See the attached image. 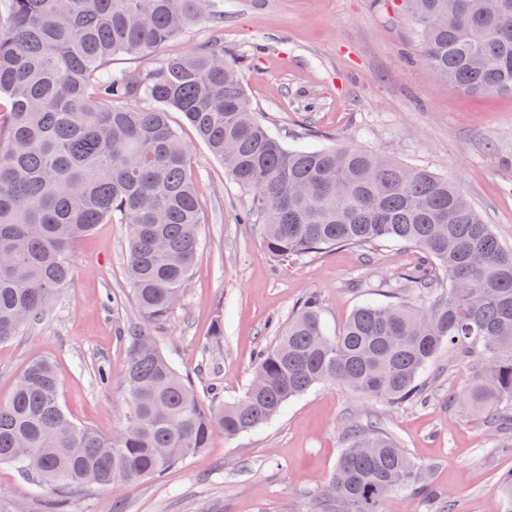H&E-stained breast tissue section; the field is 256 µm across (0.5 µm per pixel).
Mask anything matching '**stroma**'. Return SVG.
<instances>
[{
    "label": "stroma",
    "mask_w": 512,
    "mask_h": 512,
    "mask_svg": "<svg viewBox=\"0 0 512 512\" xmlns=\"http://www.w3.org/2000/svg\"><path fill=\"white\" fill-rule=\"evenodd\" d=\"M242 73L259 120L290 148L357 143L401 164L453 180L485 223L512 248V96L442 85L423 61L402 0H224V23L203 21L161 55L204 46L212 36ZM204 222L192 282L175 318L154 330L160 351L200 396L225 400L251 384L262 349L311 293L329 331L385 299L382 282L416 266L418 248L344 246L281 264L255 225L238 215L252 195L235 185L179 113ZM128 227L97 225L70 250L74 277L48 315L0 345V400L27 365L53 362L60 398L81 425L113 432L128 414L122 387L129 340L139 327L126 274ZM224 338L212 337L216 320ZM107 366L109 384L94 371ZM466 365L441 351L420 382L423 404L396 407L320 385L268 423L209 448L159 478L71 498L67 512H317L352 426L375 424L430 473L427 503L399 491L384 512H504L502 480L512 454L496 452L484 417L449 406ZM50 491L0 465V512H48Z\"/></svg>",
    "instance_id": "stroma-1"
}]
</instances>
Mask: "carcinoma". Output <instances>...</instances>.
<instances>
[{"instance_id": "obj_1", "label": "carcinoma", "mask_w": 512, "mask_h": 512, "mask_svg": "<svg viewBox=\"0 0 512 512\" xmlns=\"http://www.w3.org/2000/svg\"><path fill=\"white\" fill-rule=\"evenodd\" d=\"M420 52L444 84L512 95V0H403ZM223 0H0V344L41 318L73 278L70 248L98 224L129 227L127 275L148 328L174 317L190 285L204 223L178 112L253 194L240 218L260 225L266 251L287 262L336 247L395 242L419 248L434 271L384 282L394 300L367 303L332 335L308 295L258 362L244 394L201 399L145 330L128 348L129 411L106 433L75 422L51 363L28 365L0 401V464L60 499L88 487L133 486L277 416L330 383L366 399L416 398L444 347L470 369L449 401L484 416L512 453V249L460 187L425 168L354 143L285 146L255 116L223 42L144 58ZM406 284L422 304L397 296ZM404 489L431 497L424 468L377 426L349 430L321 512H383Z\"/></svg>"}]
</instances>
